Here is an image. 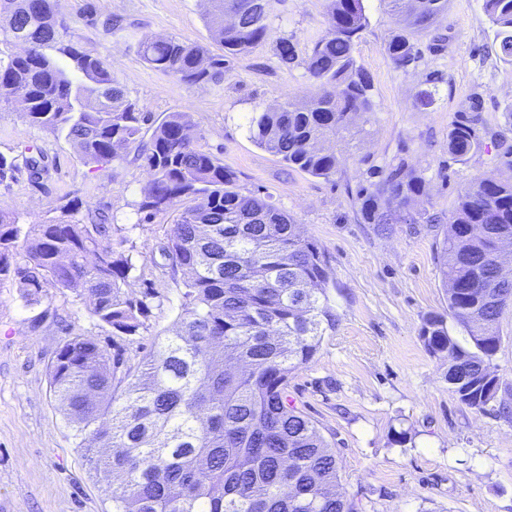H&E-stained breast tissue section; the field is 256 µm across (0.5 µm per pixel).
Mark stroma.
I'll list each match as a JSON object with an SVG mask.
<instances>
[{
  "mask_svg": "<svg viewBox=\"0 0 512 512\" xmlns=\"http://www.w3.org/2000/svg\"><path fill=\"white\" fill-rule=\"evenodd\" d=\"M328 2L275 0L267 40L230 57L221 83L194 86L151 69L137 42L174 37L219 53L205 22L207 0H61V13L149 115L144 136L169 113H186L199 146L234 172L237 189L274 203L324 251L338 322L314 360L291 374L288 397L335 448L340 489L356 512H512V305L500 319L494 360L504 386L486 411L449 392L447 359L420 338L424 317L447 310L439 255L457 198L501 170L512 149V65L494 51L482 0H448L447 13L414 36L416 66L399 69L385 51L399 17L387 0H363L368 24L355 56L373 79L376 109L337 142L333 177L308 175L258 147L248 120L315 92L305 61L328 34ZM110 15L122 19L121 31L103 28ZM283 37L298 55L288 68L276 57ZM475 93L486 105L485 145L459 162L448 153V126ZM0 154H40L47 165L40 178L22 172L0 182V207L24 224L53 223L74 205L84 219L108 215L113 243L136 260L127 292L149 306L136 335L116 337L72 292L49 287L29 305L14 281H0V512H111L110 483L77 448L50 390L49 366L65 339L81 335L121 352L133 370L171 335L184 288L159 248L173 216L141 222L149 172L135 149L106 165L88 163L64 137L31 125L16 100L0 103ZM401 161L425 181L412 211L429 210L437 223H363L359 186ZM400 432L402 444L394 441Z\"/></svg>",
  "mask_w": 512,
  "mask_h": 512,
  "instance_id": "35a3bbf8",
  "label": "stroma"
}]
</instances>
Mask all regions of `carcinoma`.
Masks as SVG:
<instances>
[{
    "label": "carcinoma",
    "mask_w": 512,
    "mask_h": 512,
    "mask_svg": "<svg viewBox=\"0 0 512 512\" xmlns=\"http://www.w3.org/2000/svg\"><path fill=\"white\" fill-rule=\"evenodd\" d=\"M208 3L207 25L224 54L144 35L141 60L189 86L217 83L224 57L267 36L272 0ZM388 4L412 33L430 30L448 11V0ZM483 10L497 55L512 64V0H483ZM328 16L329 35L306 61L319 92L249 119L260 148L325 179L338 166L326 143L348 131L355 116L375 111L371 78L354 55L367 24L363 0H331ZM2 42L22 50L0 59V102L23 91L29 123L64 136L92 163L109 164L136 146L150 174L139 205L144 221L185 203L161 246L187 275L174 334L135 371L120 370V358L88 336L65 340L50 367L51 391L78 447L95 470L119 481L112 512H353L339 489L336 451L288 399V377L315 358L337 325L318 244L270 202L236 190L234 173L198 148L184 113H170L143 141L148 116L128 99L107 58L70 33L59 0H0ZM386 52L401 69L420 58L404 33L389 39ZM276 55L284 66L297 59L286 38L277 41ZM483 109L475 93L455 114L448 130L453 159L482 148ZM423 186L421 175L391 166L357 193L361 219L435 223L427 211L404 213ZM503 244L512 245V176L481 177L459 196L441 247L448 315L426 316L420 331L427 351L448 359V390L482 412L501 389L493 360L503 307L495 293L503 276L512 277V268L496 261ZM133 268L132 256L114 247L104 214L22 224L16 212L0 208V278L14 280L29 305L50 283L88 301L91 316L112 335L132 336L151 296H128ZM227 357L247 369H224Z\"/></svg>",
    "instance_id": "carcinoma-1"
}]
</instances>
